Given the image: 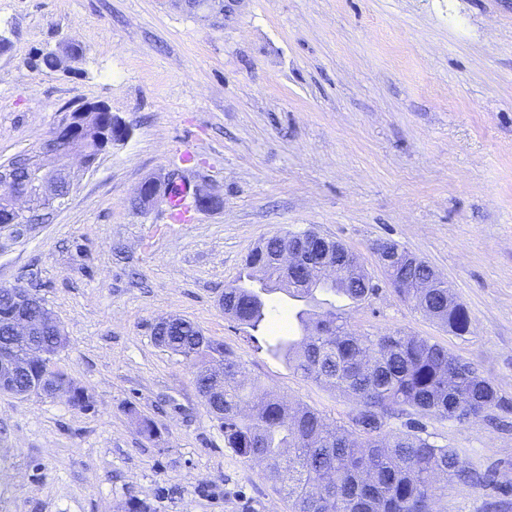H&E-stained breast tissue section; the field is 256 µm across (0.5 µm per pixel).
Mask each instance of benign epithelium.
Segmentation results:
<instances>
[{"label":"benign epithelium","mask_w":512,"mask_h":512,"mask_svg":"<svg viewBox=\"0 0 512 512\" xmlns=\"http://www.w3.org/2000/svg\"><path fill=\"white\" fill-rule=\"evenodd\" d=\"M104 105L85 104L68 113L58 127L44 141V148L35 156L23 153L0 165V224H23L32 213L38 211V223L45 224L68 200L72 188V166L79 162L84 168L95 165L108 147L124 140L128 130L118 121L112 127L104 126L95 119L99 112H106ZM26 164V178L13 183L12 171L16 163ZM166 176L149 178L137 189L140 210L145 211L163 198V183ZM308 263L307 254L300 250H289L279 258L284 274ZM35 299L29 289L17 285L12 289L9 323L12 333L20 341L37 339V334L50 329L63 335L61 325L48 310L34 316L30 312ZM40 372L31 391L48 397L64 396L69 403L75 401V385L68 378L56 375L53 357L37 346L26 352L15 346L0 347V392L9 389L19 373Z\"/></svg>","instance_id":"1"}]
</instances>
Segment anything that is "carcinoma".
<instances>
[{
    "mask_svg": "<svg viewBox=\"0 0 512 512\" xmlns=\"http://www.w3.org/2000/svg\"><path fill=\"white\" fill-rule=\"evenodd\" d=\"M297 233L272 236L250 251L234 283L224 288V315L254 331L266 321V296L282 282L277 259ZM389 283L401 298L456 334L469 332L470 316L433 267L398 244ZM340 273L288 279L285 292L304 302L294 319L298 336H273L266 353L294 371L355 402L352 427L328 421L308 406L266 390L246 375L224 343L193 323L174 317L155 343L194 367L224 360V388L208 399L224 431V447L246 464L264 466L291 512H439L448 478L465 472L457 452L431 439L416 422L387 429L396 413L411 409L443 420L469 422L509 408L472 365L430 339L394 330L380 335L349 328L336 305L314 312L318 296L339 295L354 303L373 294L371 277L358 258L338 245L330 252Z\"/></svg>",
    "mask_w": 512,
    "mask_h": 512,
    "instance_id": "1",
    "label": "carcinoma"
}]
</instances>
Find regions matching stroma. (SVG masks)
I'll return each mask as SVG.
<instances>
[{
	"instance_id": "35a3bbf8",
	"label": "stroma",
	"mask_w": 512,
	"mask_h": 512,
	"mask_svg": "<svg viewBox=\"0 0 512 512\" xmlns=\"http://www.w3.org/2000/svg\"><path fill=\"white\" fill-rule=\"evenodd\" d=\"M0 164L65 114L100 103L130 130L75 168L50 223L0 228V287L30 288L61 323L57 366L92 398L0 393V512H290L243 464L195 384L155 344L177 315L278 394L349 425L354 403L268 356L294 302L268 295L255 332L219 298L261 240L313 228L356 254L375 292L337 299L351 329L430 338L512 402V0H238L210 25L182 0H0ZM75 42L72 71L35 67ZM191 163H183V152ZM170 171L216 206L172 223L130 206ZM427 261L471 318L459 336L389 288L374 247ZM158 434L138 432V417ZM427 433L493 485L453 477L440 512H512V410Z\"/></svg>"
}]
</instances>
